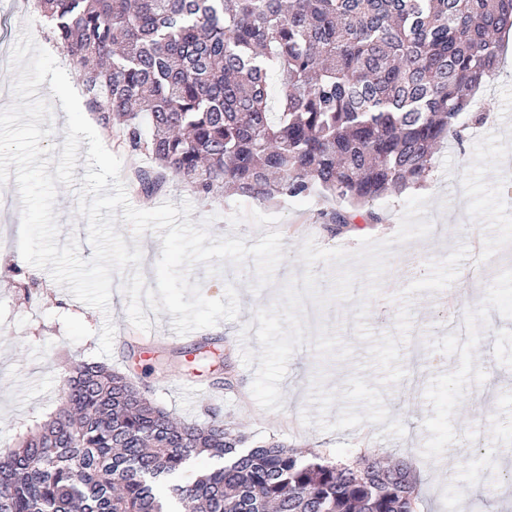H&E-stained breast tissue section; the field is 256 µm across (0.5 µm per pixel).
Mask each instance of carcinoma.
Returning <instances> with one entry per match:
<instances>
[{
  "mask_svg": "<svg viewBox=\"0 0 512 512\" xmlns=\"http://www.w3.org/2000/svg\"><path fill=\"white\" fill-rule=\"evenodd\" d=\"M38 2L101 127L157 165L145 193L170 175L204 199L317 196L338 230L424 186L440 145L480 121L473 95L512 30V0ZM247 441L215 411L179 421L131 373L82 361L0 460V512H417L404 461ZM203 452L217 465L181 480Z\"/></svg>",
  "mask_w": 512,
  "mask_h": 512,
  "instance_id": "1",
  "label": "carcinoma"
}]
</instances>
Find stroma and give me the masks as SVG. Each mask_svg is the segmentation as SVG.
<instances>
[{
  "mask_svg": "<svg viewBox=\"0 0 512 512\" xmlns=\"http://www.w3.org/2000/svg\"><path fill=\"white\" fill-rule=\"evenodd\" d=\"M27 30L67 72L73 87L82 86L79 67L56 44L36 0H0V109L13 102L10 57ZM473 109L483 113V122L469 125L462 142L444 144L421 189L429 198L431 223L452 221L455 229L441 240L393 245L367 319L374 334H389L395 330L399 307L407 301L412 304L401 364L418 367L421 378L416 383L405 378L384 389L390 415L385 423L371 425L368 448L378 459L402 458L412 465L425 512H465L463 491L477 481L481 469L476 436L512 447V170L503 158L504 150H512V36L504 38L498 69L481 86ZM100 138L122 160L121 177L132 206L152 209L167 201L177 206L187 202L193 207L191 221L207 223L213 237L240 236L250 245L267 231H279L285 258L272 284L257 293L250 288L253 263L240 268L225 265L219 276L207 275L203 266L193 267L191 278L200 282L206 298L222 297L227 284H234L240 314L185 337L175 333L172 316L165 311L150 314V331L132 326L121 275L113 277L109 310L104 313L75 299L48 271L27 264L18 248L6 249L0 255V456L17 448L21 437L55 410L72 365L99 357L98 333L108 320L116 332L106 363L119 371L131 370L146 395L179 419L205 422L207 406L214 405L225 423L245 431L252 445L277 441L331 458L357 452V429L324 431L301 421L303 413L317 410L309 392L318 366H325L326 387L334 393L341 392L355 372L371 382L381 376L366 343L353 329L352 303L333 301L317 315L351 346L352 357L322 363L311 347L296 350L280 384L284 407L276 412L261 409L251 394L254 370L244 364L242 350L256 351L260 345L256 336L245 338L241 331L258 309L275 303L283 284L303 275L306 268L299 250L306 240L324 249L342 246L349 251L365 237L391 240L404 211V197L377 202L378 223L360 222L339 230L323 222L321 206L313 198L274 202L227 193L203 199L172 177L147 196L137 176L152 167L148 154L132 150L116 133L104 132ZM85 173L84 165H77L76 182ZM76 182L57 190L58 242L77 238L81 257L88 259L92 248L87 221L77 213ZM475 235L485 251L484 270L477 278L454 282L465 291L460 312L470 333L463 338L442 315V293L423 291L405 299L415 277L402 268L412 260L442 261ZM227 377L231 387L220 389V381Z\"/></svg>",
  "mask_w": 512,
  "mask_h": 512,
  "instance_id": "stroma-1",
  "label": "stroma"
}]
</instances>
